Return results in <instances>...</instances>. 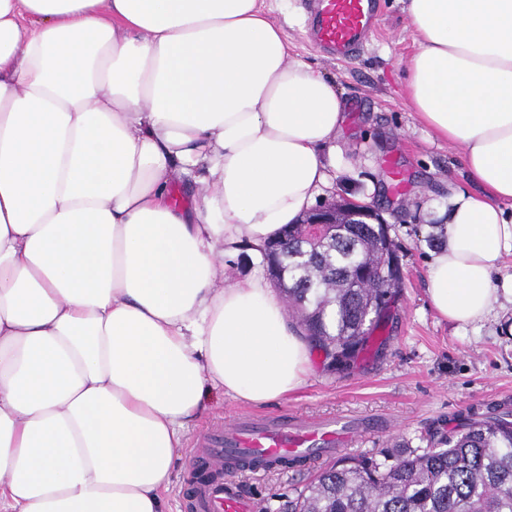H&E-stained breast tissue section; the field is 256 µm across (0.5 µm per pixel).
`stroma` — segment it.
I'll use <instances>...</instances> for the list:
<instances>
[{"mask_svg":"<svg viewBox=\"0 0 512 512\" xmlns=\"http://www.w3.org/2000/svg\"><path fill=\"white\" fill-rule=\"evenodd\" d=\"M265 8L282 26L291 57L334 80L345 100L323 200L368 203L380 211L398 246L403 281L385 329L375 334L386 343L382 356L367 355L342 371L310 350L305 385L260 406V413L287 409L312 417L346 413L389 421L388 429L341 451L345 457H371L383 448L425 447L469 415L512 412V337L499 335V319L458 328L437 315L427 296L430 239L448 220V190L473 192L477 186L467 175L462 149L436 139L403 101L404 70L415 46L401 0H380L377 31L352 62L330 60L309 44L305 0H265ZM247 410L224 396L189 423L169 493L171 512H184L191 498L196 436ZM310 477L292 470L224 475L259 503L260 512H287Z\"/></svg>","mask_w":512,"mask_h":512,"instance_id":"1","label":"stroma"}]
</instances>
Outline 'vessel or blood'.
<instances>
[{
    "instance_id": "b4317fda",
    "label": "vessel or blood",
    "mask_w": 512,
    "mask_h": 512,
    "mask_svg": "<svg viewBox=\"0 0 512 512\" xmlns=\"http://www.w3.org/2000/svg\"><path fill=\"white\" fill-rule=\"evenodd\" d=\"M379 22L375 0H310L308 33L317 49L339 61L358 57ZM381 420L353 424L340 416L270 414L243 416L211 427L201 438L192 512H255L254 501L224 481L225 468L255 474L286 464L288 458L313 461L335 452L359 435L381 429Z\"/></svg>"
}]
</instances>
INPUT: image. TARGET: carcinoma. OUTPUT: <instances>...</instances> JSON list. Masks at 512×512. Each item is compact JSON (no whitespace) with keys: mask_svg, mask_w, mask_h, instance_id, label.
Wrapping results in <instances>:
<instances>
[{"mask_svg":"<svg viewBox=\"0 0 512 512\" xmlns=\"http://www.w3.org/2000/svg\"><path fill=\"white\" fill-rule=\"evenodd\" d=\"M265 249L262 263L312 345L347 368L368 347L400 287L388 225L337 224L324 241ZM288 512H512V421L464 419L428 448L328 462Z\"/></svg>","mask_w":512,"mask_h":512,"instance_id":"carcinoma-1","label":"carcinoma"}]
</instances>
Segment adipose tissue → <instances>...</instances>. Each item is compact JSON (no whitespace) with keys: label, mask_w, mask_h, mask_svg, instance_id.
<instances>
[{"label":"adipose tissue","mask_w":512,"mask_h":512,"mask_svg":"<svg viewBox=\"0 0 512 512\" xmlns=\"http://www.w3.org/2000/svg\"><path fill=\"white\" fill-rule=\"evenodd\" d=\"M404 11L405 102L479 188L428 298L475 325L512 308V0ZM344 110L264 0H0V512H168L211 393L304 384L273 288L220 258L313 206Z\"/></svg>","instance_id":"1"}]
</instances>
